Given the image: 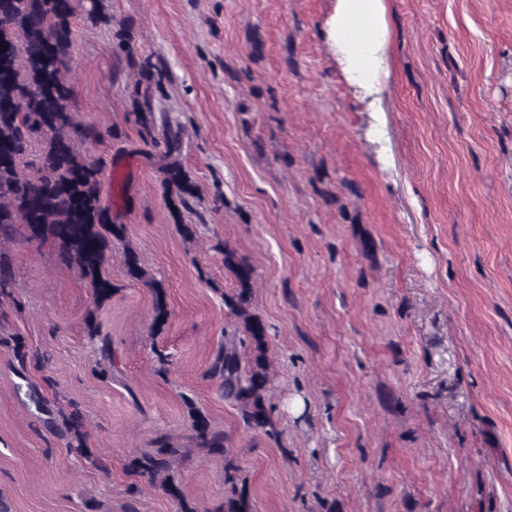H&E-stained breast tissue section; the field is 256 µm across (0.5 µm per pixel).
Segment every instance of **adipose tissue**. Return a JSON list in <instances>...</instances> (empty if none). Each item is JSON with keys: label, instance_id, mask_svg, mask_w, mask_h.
Returning a JSON list of instances; mask_svg holds the SVG:
<instances>
[{"label": "adipose tissue", "instance_id": "obj_1", "mask_svg": "<svg viewBox=\"0 0 512 512\" xmlns=\"http://www.w3.org/2000/svg\"><path fill=\"white\" fill-rule=\"evenodd\" d=\"M326 37L344 80L362 99H377L390 71L385 0H336Z\"/></svg>", "mask_w": 512, "mask_h": 512}]
</instances>
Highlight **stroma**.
<instances>
[{"label": "stroma", "mask_w": 512, "mask_h": 512, "mask_svg": "<svg viewBox=\"0 0 512 512\" xmlns=\"http://www.w3.org/2000/svg\"><path fill=\"white\" fill-rule=\"evenodd\" d=\"M73 5L67 79L101 133L85 151L124 236L100 305L52 241L8 247L9 512H179L126 471L161 435L185 449L172 475L186 502L211 512L224 459L189 447L188 398L229 435L254 512H512V0H386L391 66L373 105L326 42L336 0ZM125 38L163 74L154 133H180L187 202L146 154ZM228 248L254 268L275 439L206 375L235 326ZM129 250L164 288L162 327ZM15 336L47 353L44 371L18 375ZM44 374L108 470L39 423L21 385Z\"/></svg>", "instance_id": "obj_1"}]
</instances>
